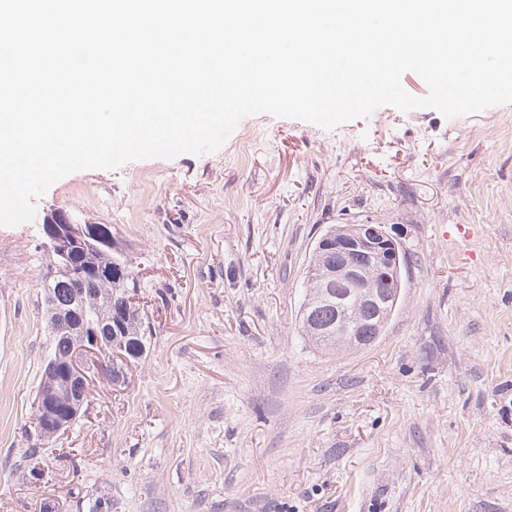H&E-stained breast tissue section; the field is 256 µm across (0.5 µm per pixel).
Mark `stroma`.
I'll use <instances>...</instances> for the list:
<instances>
[{
    "instance_id": "35a3bbf8",
    "label": "stroma",
    "mask_w": 512,
    "mask_h": 512,
    "mask_svg": "<svg viewBox=\"0 0 512 512\" xmlns=\"http://www.w3.org/2000/svg\"><path fill=\"white\" fill-rule=\"evenodd\" d=\"M111 225L146 350L70 430H34L50 341L37 222L0 227V512H512V103L245 117L215 152L70 173L36 199ZM405 254L359 350L299 329L313 249Z\"/></svg>"
}]
</instances>
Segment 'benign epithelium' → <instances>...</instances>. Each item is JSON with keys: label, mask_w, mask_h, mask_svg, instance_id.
Returning a JSON list of instances; mask_svg holds the SVG:
<instances>
[{"label": "benign epithelium", "mask_w": 512, "mask_h": 512, "mask_svg": "<svg viewBox=\"0 0 512 512\" xmlns=\"http://www.w3.org/2000/svg\"><path fill=\"white\" fill-rule=\"evenodd\" d=\"M39 231L47 246L63 265L67 276L82 281H107L112 269L82 265L77 257L89 249L121 252L117 241L98 224H77L61 210L44 213ZM316 252L323 257L324 285L347 284L363 287L362 278L369 272L382 276L386 288L369 289L362 294V306L383 320L390 314L399 289L389 288L388 270L398 262L397 241L381 224H356L343 238L322 237ZM49 328L52 336H64L70 349L64 357L52 358L42 377L37 404L42 412L39 434L53 438L69 428L90 400L95 376L102 374L113 384L128 379L132 358L124 353V344L116 341L114 319L93 325L87 322L86 292L62 297L58 288L46 293Z\"/></svg>", "instance_id": "obj_1"}]
</instances>
